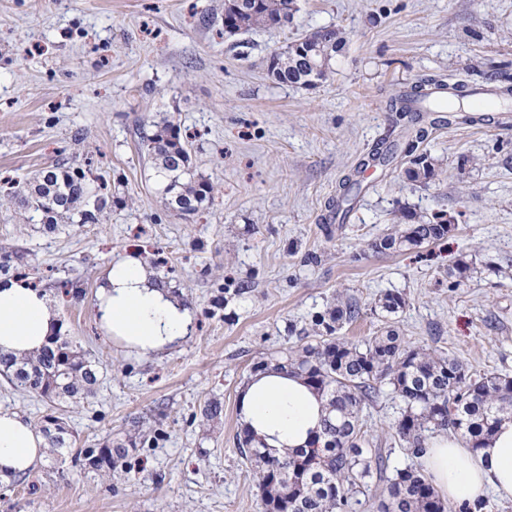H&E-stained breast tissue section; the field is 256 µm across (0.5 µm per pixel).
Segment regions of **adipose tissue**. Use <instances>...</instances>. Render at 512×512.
I'll use <instances>...</instances> for the list:
<instances>
[{"mask_svg":"<svg viewBox=\"0 0 512 512\" xmlns=\"http://www.w3.org/2000/svg\"><path fill=\"white\" fill-rule=\"evenodd\" d=\"M104 334L141 355L164 351L189 333L193 316L131 250L112 259L95 292ZM62 330L57 307L22 278H0V353L23 358L49 346ZM325 400L287 370L269 368L245 381L240 421L272 452L307 444L324 414ZM46 440L21 414L0 410V478L35 469ZM433 484L453 502L470 504L494 495L512 501V421H503L483 448L439 436L424 455Z\"/></svg>","mask_w":512,"mask_h":512,"instance_id":"ef3b65f1","label":"adipose tissue"}]
</instances>
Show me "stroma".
I'll return each instance as SVG.
<instances>
[{"mask_svg": "<svg viewBox=\"0 0 512 512\" xmlns=\"http://www.w3.org/2000/svg\"><path fill=\"white\" fill-rule=\"evenodd\" d=\"M323 27L345 45L326 81L278 83L266 62L287 39ZM224 0H0V181L65 164L89 168L112 199L100 223L29 221L0 198V264L25 260L31 282L58 299L62 333L99 363L93 396L64 417L80 448L134 442L112 477L43 460L42 486L0 485V512H262L237 449L239 389L256 362L313 336L339 297L361 313L340 331L361 344L384 327L378 300L403 293L394 321L411 345L442 349L468 373L512 374V125L440 123L423 112L418 149L429 183L404 155L361 162L393 141L389 97L423 76L512 87V0H296L288 28L228 40ZM170 118L212 205L179 217L157 190L143 134ZM356 175L362 191L341 229L328 202ZM444 213L438 244L378 254L372 242L400 211ZM162 256L156 276L193 314L172 348L143 357L98 327L94 294L112 258ZM472 276L452 287L449 269ZM85 295L60 302L64 282ZM223 405L206 419L208 401ZM389 386L364 408L363 429L390 468L409 460ZM416 148L417 146L414 144L406 155V157H410L407 160L410 166L406 168L405 173L412 181L428 183L436 176L435 168L427 154L414 155Z\"/></svg>", "mask_w": 512, "mask_h": 512, "instance_id": "obj_1", "label": "stroma"}]
</instances>
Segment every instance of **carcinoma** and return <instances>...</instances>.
<instances>
[{"label":"carcinoma","instance_id":"cac0c4a2","mask_svg":"<svg viewBox=\"0 0 512 512\" xmlns=\"http://www.w3.org/2000/svg\"><path fill=\"white\" fill-rule=\"evenodd\" d=\"M295 0H224V36L242 35L257 26L286 27L291 22ZM345 41L336 28H321L294 39L275 52L268 72L279 83L311 88L328 75L331 60ZM443 81L419 79L411 91L388 103L391 112L407 116L427 112L433 91ZM455 119L474 121L468 104V90L455 88ZM141 149L156 161L159 190L167 209L186 217L197 214L210 201L214 187L196 175L190 165L180 126L164 122L153 134L141 138ZM408 151L405 173L415 182L427 183L436 176L425 154ZM358 182L346 177L329 212L345 222ZM3 193L17 200L43 224H56L76 214L81 224L100 221L107 202L101 186L81 167L58 164L39 172L34 184L7 181ZM452 231L439 214L420 215L402 211L388 233L374 240L379 253L403 252L435 244ZM406 307L400 292H387L379 301L384 317L396 319ZM360 315L357 303L337 299L315 319L318 336L302 344L293 354L286 352L262 362L288 368L301 375L307 385L326 398L327 413L304 448L277 456L259 447L255 438L243 431L237 436L241 456L250 462L260 493L263 512H354L362 505L358 496L367 493L374 469L383 459L373 441L362 430L361 414L375 399L381 386L388 385L404 403L396 433L406 454L419 458L436 432L458 434L472 451L505 420H512V376L491 373L469 374L454 356L427 352L412 346L389 325L362 345L336 336L344 324ZM0 373L17 389L33 393L52 407L66 401L84 399L98 383L97 364L72 342L57 336L35 358L17 360L0 354ZM53 428H42L53 461L84 470L112 474L127 466L129 449L124 444L105 441L99 448H77L76 440L63 416L53 417ZM379 512H454V505L440 497L422 468L411 464L397 469L381 494Z\"/></svg>","mask_w":512,"mask_h":512}]
</instances>
